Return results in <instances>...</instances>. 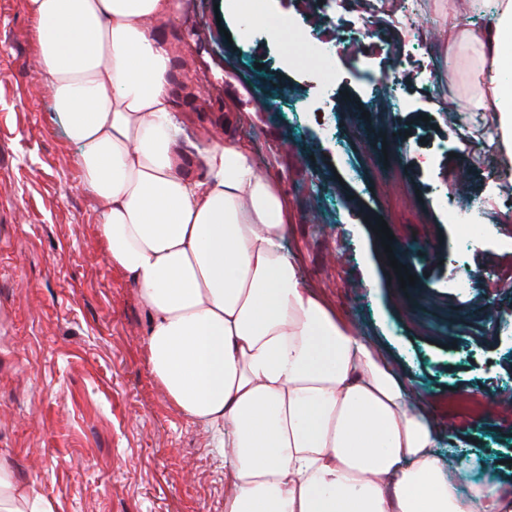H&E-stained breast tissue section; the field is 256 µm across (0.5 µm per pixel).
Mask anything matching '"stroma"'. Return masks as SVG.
I'll list each match as a JSON object with an SVG mask.
<instances>
[{
	"mask_svg": "<svg viewBox=\"0 0 512 512\" xmlns=\"http://www.w3.org/2000/svg\"><path fill=\"white\" fill-rule=\"evenodd\" d=\"M224 2L182 0L158 26L181 47V146L208 128L281 178L287 247L308 283L376 343L468 478L505 481L496 452L512 445V415L493 411L512 404V281L493 273L512 264L502 216L512 158L466 121L459 77H437L448 0H397L418 19L413 39L381 0H263L265 16L295 20L289 57L263 29H241ZM340 24L369 33L368 49L341 43L327 92L306 51ZM78 154L36 66L25 0H0V454L54 512H224V463L209 429L150 373L146 313L99 241ZM434 185L477 206L486 229L455 262L456 227ZM382 221L413 285L390 265ZM461 277L472 288L457 291ZM492 310L505 330L487 324Z\"/></svg>",
	"mask_w": 512,
	"mask_h": 512,
	"instance_id": "1",
	"label": "stroma"
}]
</instances>
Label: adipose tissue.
Instances as JSON below:
<instances>
[{"label": "adipose tissue", "instance_id": "1", "mask_svg": "<svg viewBox=\"0 0 512 512\" xmlns=\"http://www.w3.org/2000/svg\"><path fill=\"white\" fill-rule=\"evenodd\" d=\"M36 64L99 214L110 265L149 318L150 372L207 426L224 460V512H512L500 484H462L430 415L375 343L344 321L286 249L279 180L233 139L179 150L172 53L156 32L179 0H26ZM443 16L449 62L512 157V0ZM0 512H54L0 457Z\"/></svg>", "mask_w": 512, "mask_h": 512}]
</instances>
